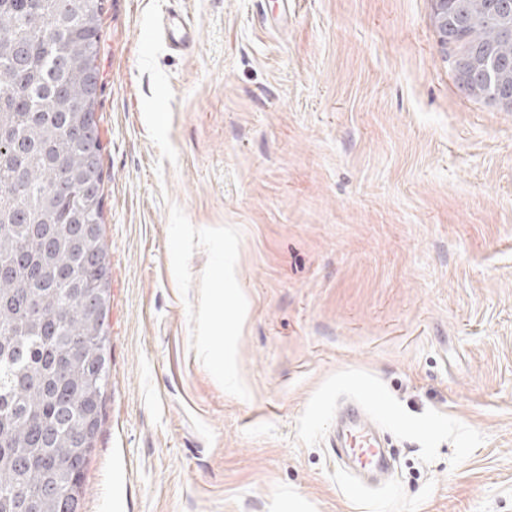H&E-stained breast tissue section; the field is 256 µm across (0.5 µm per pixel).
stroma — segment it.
<instances>
[{
    "label": "stroma",
    "mask_w": 512,
    "mask_h": 512,
    "mask_svg": "<svg viewBox=\"0 0 512 512\" xmlns=\"http://www.w3.org/2000/svg\"><path fill=\"white\" fill-rule=\"evenodd\" d=\"M98 64L79 512H512V112L431 0H105ZM359 394L396 455L361 491L331 444ZM162 30L169 48L173 51L185 49L187 44L193 40L186 20L178 13H168L162 21ZM481 60L478 57L469 55H459L455 60V67L458 73L461 88L472 93L477 84H479L483 73Z\"/></svg>",
    "instance_id": "stroma-1"
}]
</instances>
